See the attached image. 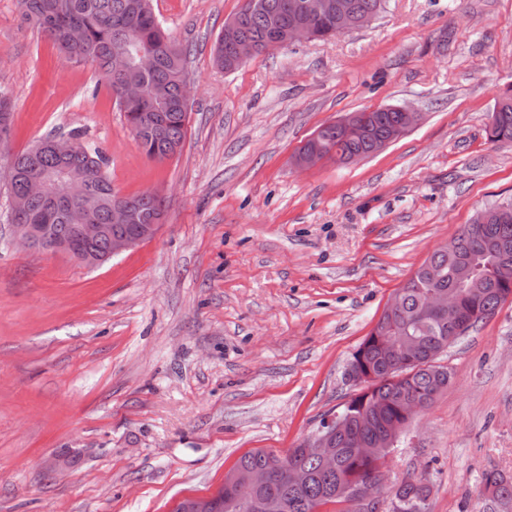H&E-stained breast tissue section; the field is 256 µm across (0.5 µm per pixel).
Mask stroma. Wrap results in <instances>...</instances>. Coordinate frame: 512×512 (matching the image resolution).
I'll use <instances>...</instances> for the list:
<instances>
[{"label": "stroma", "mask_w": 512, "mask_h": 512, "mask_svg": "<svg viewBox=\"0 0 512 512\" xmlns=\"http://www.w3.org/2000/svg\"><path fill=\"white\" fill-rule=\"evenodd\" d=\"M242 0H153L187 48L181 149L137 146L110 89L0 0L11 152L81 134L115 192L159 190L156 236L89 268L13 241L0 158V512H173L247 452L285 453L358 388L353 353L438 246L512 198V146L487 138L512 89V0H387L368 27L227 72ZM401 106L419 126L377 155L296 169L320 125ZM447 389L383 469L427 512H495L512 474V299L452 344ZM428 494L429 488L421 480L405 481L395 493V497L403 502L404 510L396 500L390 503V507L395 511L402 510L401 512H427Z\"/></svg>", "instance_id": "stroma-1"}]
</instances>
